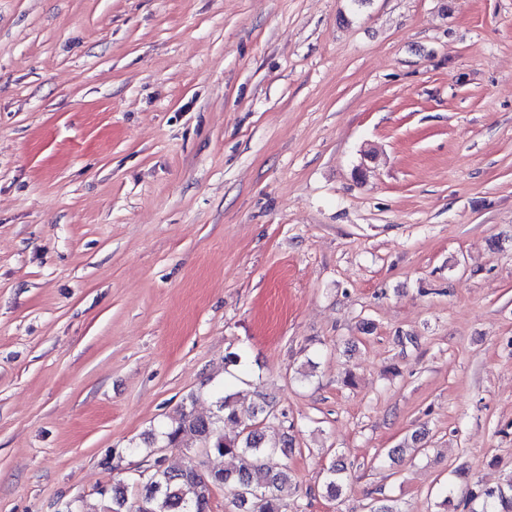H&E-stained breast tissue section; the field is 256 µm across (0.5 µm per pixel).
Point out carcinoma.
<instances>
[{"label":"carcinoma","instance_id":"obj_1","mask_svg":"<svg viewBox=\"0 0 512 512\" xmlns=\"http://www.w3.org/2000/svg\"><path fill=\"white\" fill-rule=\"evenodd\" d=\"M274 414L267 401L246 408L236 394L227 392L216 400V410L208 416L195 414L193 407L180 406L161 432L165 448H178L193 441L208 453L232 455L238 459L233 470H203L201 464H166L160 457L150 465L151 475L141 490L129 499L118 489L112 497V512H210L213 491L225 488L247 501L245 512H282L283 493L292 487L288 468L271 471L264 467L265 456L292 447L289 439L268 440L261 422ZM344 465L326 469L323 490L329 498L343 489ZM471 512H512V479L497 487H475L466 494Z\"/></svg>","mask_w":512,"mask_h":512}]
</instances>
